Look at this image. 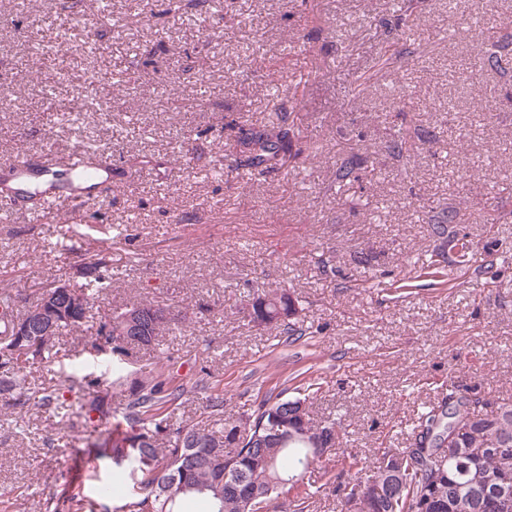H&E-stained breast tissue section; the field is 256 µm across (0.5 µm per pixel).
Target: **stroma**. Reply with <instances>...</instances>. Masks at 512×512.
Here are the masks:
<instances>
[{
  "instance_id": "35a3bbf8",
  "label": "stroma",
  "mask_w": 512,
  "mask_h": 512,
  "mask_svg": "<svg viewBox=\"0 0 512 512\" xmlns=\"http://www.w3.org/2000/svg\"><path fill=\"white\" fill-rule=\"evenodd\" d=\"M145 2L110 0L117 29L69 59L77 72L130 70L115 88L58 78L23 37L54 19L58 0H0V161L44 145L66 152L82 135L111 158L114 185L79 224L0 222V295H21V312L47 282L89 280L88 236L112 241L98 270L107 288L60 339L63 368L28 375L61 411L0 402V494L19 495L9 512H46L111 471L107 457L77 461L87 438L122 420L125 400L90 344L126 305L158 301L184 316L158 344L130 347L128 365L195 383L178 422L209 416L216 397L235 417L317 381L313 418L340 419L341 449L369 457L409 447L449 384L512 401V55L497 70L472 65L482 24L512 37V0H428L403 29L390 0H207L150 22ZM223 13V32L209 35ZM396 38L411 54L385 61ZM51 87L79 99L78 128L47 112ZM405 93L413 108L401 112ZM482 100L497 111H476ZM236 119L293 127L297 155L261 176L213 174L233 152ZM399 132L414 143L401 157L387 148ZM344 161L355 178L341 183ZM444 209L471 262L440 249L431 216ZM257 289L298 298L306 336L292 343L249 323ZM106 393L109 416L90 424L84 402ZM336 469L332 454L300 480L315 494L310 512H339L322 477Z\"/></svg>"
}]
</instances>
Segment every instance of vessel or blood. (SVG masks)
I'll list each match as a JSON object with an SVG mask.
<instances>
[{
	"label": "vessel or blood",
	"mask_w": 512,
	"mask_h": 512,
	"mask_svg": "<svg viewBox=\"0 0 512 512\" xmlns=\"http://www.w3.org/2000/svg\"><path fill=\"white\" fill-rule=\"evenodd\" d=\"M112 187L110 159L82 152L60 155L49 149L27 151L0 163V210L37 216L44 205L71 215L75 206L99 201Z\"/></svg>",
	"instance_id": "obj_1"
}]
</instances>
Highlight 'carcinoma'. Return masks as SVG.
Segmentation results:
<instances>
[{"instance_id": "1", "label": "carcinoma", "mask_w": 512, "mask_h": 512, "mask_svg": "<svg viewBox=\"0 0 512 512\" xmlns=\"http://www.w3.org/2000/svg\"><path fill=\"white\" fill-rule=\"evenodd\" d=\"M112 30V16L101 14L87 30L82 50H96V28ZM480 51L482 64L498 68L502 57L512 51V42L494 40ZM57 120H76L81 106H48ZM294 134L283 125L262 131L239 128L234 164L237 167L283 166L295 156ZM102 277L79 287L85 306L75 318L61 317L54 337L42 336L23 348L14 336L16 299L0 297V393L15 392L31 399L27 368L49 363L57 354L56 340L79 327L93 308ZM298 306L287 293L256 294L247 308L251 323L287 336H302L294 315ZM182 324L180 312L169 304L140 303L117 308L112 320L103 324L100 342L112 341L110 388L125 395L123 419L126 427L103 442H88L87 450L97 457L112 456V478L97 487V496L112 499L121 490L122 512H189L188 504L206 501L209 512H270L286 488H294L303 472L336 450L334 418L319 422L330 446L316 453L311 448L303 421H312L309 397L266 400L250 414L238 417L172 424L173 403L187 392V385H171L165 367L150 370L151 385L145 389L139 379L127 382L122 364L129 356L126 344L135 341L150 346L159 337ZM416 433L419 448H385L372 460L356 454L342 459L336 479L342 492L341 512H485L487 495L501 498L495 512H512V402L483 401L457 386L439 405L419 417ZM95 500L78 493L58 501L53 512H85Z\"/></svg>"}]
</instances>
